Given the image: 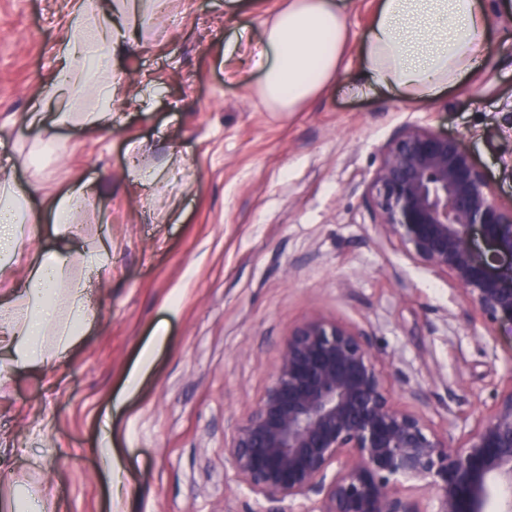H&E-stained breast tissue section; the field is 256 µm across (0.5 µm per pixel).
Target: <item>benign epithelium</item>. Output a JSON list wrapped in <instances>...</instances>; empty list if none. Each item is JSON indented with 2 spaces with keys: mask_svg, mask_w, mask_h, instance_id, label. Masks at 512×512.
<instances>
[{
  "mask_svg": "<svg viewBox=\"0 0 512 512\" xmlns=\"http://www.w3.org/2000/svg\"><path fill=\"white\" fill-rule=\"evenodd\" d=\"M381 232L449 277L489 327L512 328V207L461 141L408 127L368 186ZM479 235L490 256L475 253ZM371 336L311 317L285 339L261 399L224 432V463L255 512H489L512 489V365L495 404L460 437L384 388ZM424 482L419 505L394 478Z\"/></svg>",
  "mask_w": 512,
  "mask_h": 512,
  "instance_id": "obj_1",
  "label": "benign epithelium"
}]
</instances>
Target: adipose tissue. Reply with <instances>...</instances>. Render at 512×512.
Here are the masks:
<instances>
[{
  "label": "adipose tissue",
  "instance_id": "adipose-tissue-1",
  "mask_svg": "<svg viewBox=\"0 0 512 512\" xmlns=\"http://www.w3.org/2000/svg\"><path fill=\"white\" fill-rule=\"evenodd\" d=\"M126 2L114 0L105 14L98 0H70L69 27L85 37L61 39L54 48L60 80L41 97L43 106L55 108L54 125L111 128L108 94H101L99 110L86 111L88 79L73 72L70 62L124 51L127 31L117 18L125 14ZM490 27L484 0H377L347 91L355 96L392 92L409 101L435 98L479 66L489 51ZM348 46L345 13L336 0H284L264 25L262 47L242 39L226 56L247 58L261 69L254 92L269 111L293 112L336 76ZM32 193L10 178L0 179V269L20 257L29 226L39 221L30 207ZM68 263L56 249L32 254L24 289L0 302V348L11 364H59L74 342L73 323L88 322L86 284L70 277ZM57 288L66 291L72 324L59 323L47 302ZM46 335L56 339L48 349L41 343Z\"/></svg>",
  "mask_w": 512,
  "mask_h": 512
}]
</instances>
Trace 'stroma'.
<instances>
[{
	"mask_svg": "<svg viewBox=\"0 0 512 512\" xmlns=\"http://www.w3.org/2000/svg\"><path fill=\"white\" fill-rule=\"evenodd\" d=\"M130 0L138 38L117 59L118 120L97 131L20 126L57 75L70 0H0V177L93 182L72 215L70 274L92 323L61 364L0 361V497L13 512H112L105 459L127 474L119 512H253L224 467V431L270 384L288 332L315 316L368 330L385 388L429 399L432 426L475 422L512 365V329L486 327L448 277L381 234L367 200L406 127L459 137L512 205V7L490 0L475 74L427 101L353 97L377 0H346L343 68L294 112L224 74L240 28L260 39L280 0ZM50 152L33 160L35 144ZM107 246L102 274L87 259ZM408 383H401V376Z\"/></svg>",
	"mask_w": 512,
	"mask_h": 512,
	"instance_id": "obj_1",
	"label": "stroma"
}]
</instances>
